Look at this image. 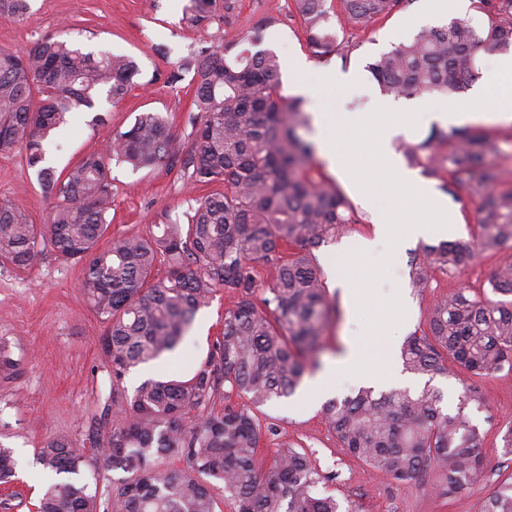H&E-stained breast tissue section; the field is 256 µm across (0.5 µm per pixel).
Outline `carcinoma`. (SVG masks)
<instances>
[{
	"mask_svg": "<svg viewBox=\"0 0 512 512\" xmlns=\"http://www.w3.org/2000/svg\"><path fill=\"white\" fill-rule=\"evenodd\" d=\"M338 2L345 24L366 30L403 0ZM471 5L486 17L483 28L453 19L374 58L367 68L381 92L453 102L482 77L484 59L512 50V0ZM216 6L217 0H191L187 22L203 24ZM294 7L312 55L339 53L330 0H294ZM28 13V0H0V16ZM258 42L256 34L202 49L170 73L168 81L177 83L193 71L190 149L176 151L165 119L142 112L105 151L61 173L47 164L44 142L73 109L93 107L96 96L120 101L139 67L126 55L84 53L62 32L25 51L0 49V154L23 153L50 201L40 230L18 207L0 203V261L28 267L40 240L62 260L88 261L82 290L106 325L102 354L112 384L174 352L218 289L234 298L204 365L189 378L144 381L100 434L97 463L129 474L106 512H216L214 480L224 484L232 512H339L334 496L318 492L327 476L304 449L262 455L277 428L257 411L293 395L307 369L318 366L330 299L314 250L365 223V215L333 181L313 175L317 147L301 134L311 117L302 98L283 94L280 59ZM398 151L452 198L464 192L479 201L471 240L423 247L410 287L512 248V190L497 188L498 171L487 162L500 152L493 138L435 125ZM114 160L134 170L177 168L194 185L223 189L195 199L186 223L163 220L146 236L114 237L102 250L112 223ZM260 266L274 272L263 289ZM160 267L165 275L152 277ZM487 284L488 292L459 288L429 308L427 331L401 345L405 370L477 378L512 370V263L493 269ZM234 396L246 403H231ZM192 410L197 415L189 416ZM321 414L341 447L395 481L431 471L432 488L452 496L484 477L479 429L465 415L449 414L437 389L360 388L325 401ZM171 458L187 468L166 467ZM38 463L64 478L48 485L37 512H100L97 497L75 482L87 459L72 441H44ZM14 467L10 449L0 448V482ZM482 512H512V481L492 491Z\"/></svg>",
	"mask_w": 512,
	"mask_h": 512,
	"instance_id": "1",
	"label": "carcinoma"
}]
</instances>
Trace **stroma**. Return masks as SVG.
<instances>
[{
	"mask_svg": "<svg viewBox=\"0 0 512 512\" xmlns=\"http://www.w3.org/2000/svg\"><path fill=\"white\" fill-rule=\"evenodd\" d=\"M30 17H0V49L26 50L43 35L68 29L69 37L82 51L126 54L136 59L137 84L125 98L112 104L97 99L93 108L70 113L66 125L48 139L46 151L56 169L76 164L83 156L100 151L113 132L131 126L144 111L159 113L171 125L179 150L192 144L191 120L196 114L190 79L167 82L174 66L191 53L237 41L263 18L273 19L264 33L263 47L276 52L283 65V92L295 95V75L290 59L300 58L320 67L306 42L293 0H220L218 9L199 27L186 25L190 0H29ZM424 0H406L388 20L366 31L345 29L342 52L325 63L346 74L347 82L322 90L325 111L333 121L373 111L380 94L366 67L380 53L416 35L421 27L446 24L449 14L426 17ZM113 236L148 235L162 219L184 222L190 195H205V188L189 189L184 180L160 170H132L113 166ZM20 208L36 225L46 222L48 201L42 196L36 175L28 170L23 154L0 155V202ZM373 235L372 224L354 225L351 233L316 252L328 294L334 304L323 333L322 366L344 354L350 342L359 340L358 313L348 312L335 286L337 270L349 252L361 249ZM417 243L396 248L391 279L378 290L390 295L403 288L413 311L384 339L401 346L407 336L426 328V312L441 296L464 286L485 283L498 264L512 261L506 249L476 264L443 274L434 273L426 288L408 287L411 262L420 256ZM86 262L56 259L41 245L33 263L24 269L0 265V357L10 365L0 368V447L13 451L16 461L9 483L0 484V512H36L41 491L51 481L36 462L41 443L65 437L83 448L88 464L79 477L89 491L107 500L123 477L122 472L98 469L94 461L98 434L111 422L112 378L102 363L104 326L83 299L80 285ZM231 300L217 290L196 315L190 332L167 358L133 368L121 383L126 396H133L146 379L161 376L187 377L209 357L224 330V313ZM431 386L440 389L449 413H464L484 436L481 454L485 478L467 491L445 497L425 481L398 483L346 454L321 413L322 396L305 391L265 406L278 426L271 448L293 443L313 452L328 475L327 491L345 512H481L482 505L501 482L512 480V456L504 454L502 436L512 427V370H500L477 379L465 374L454 377H413L412 391ZM478 387L482 403L467 401L469 387Z\"/></svg>",
	"mask_w": 512,
	"mask_h": 512,
	"instance_id": "35a3bbf8",
	"label": "stroma"
}]
</instances>
